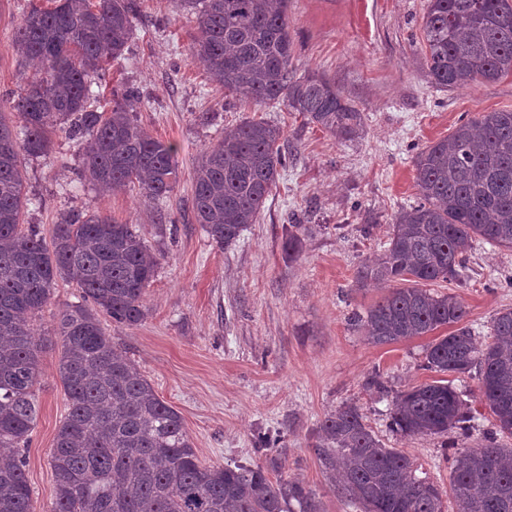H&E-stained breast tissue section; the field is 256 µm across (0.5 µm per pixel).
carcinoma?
<instances>
[{
	"label": "carcinoma",
	"mask_w": 512,
	"mask_h": 512,
	"mask_svg": "<svg viewBox=\"0 0 512 512\" xmlns=\"http://www.w3.org/2000/svg\"><path fill=\"white\" fill-rule=\"evenodd\" d=\"M31 4L15 30L25 57L39 66L20 73L10 110L0 111V512H34L23 452L34 429L44 344L32 318L55 304L57 279L76 284L82 304L57 310L58 373L68 411L58 428L51 466L55 497L46 512H321L299 479L270 477L251 462L201 464L182 417L156 394L112 344L99 314L135 325L159 259L134 224L99 210L68 213L51 241L22 229L27 204L19 153L45 154L63 133L77 143L85 179L101 195L136 187L150 200L168 197L175 148L137 123L140 96L112 93L98 110L92 86L120 60L132 39L133 0H51ZM197 9L192 57L235 97L277 101L330 135L353 141L362 114L335 81L294 67L289 0H179ZM423 44L432 84L454 90L512 75V0H427ZM282 130L246 121L206 148L193 171L196 223L219 248L256 223L285 168ZM420 200L391 217L387 246L359 271L369 279L405 282L391 289L357 326L375 345L449 332L426 347L420 369L442 378L395 394L391 427L407 436L469 439L477 416L446 376L478 381V399L497 430L450 456L449 492L459 512H512V308L494 316L485 343L465 324L464 302L430 288L459 281L479 242L512 249V110L462 120L447 137L414 156ZM302 225L285 228L288 255L302 250ZM315 454L348 506L358 512H444L443 490L416 475L409 454L388 448L361 408L345 404L318 427Z\"/></svg>",
	"instance_id": "1"
}]
</instances>
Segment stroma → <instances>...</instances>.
Returning a JSON list of instances; mask_svg holds the SVG:
<instances>
[{"label": "stroma", "instance_id": "obj_1", "mask_svg": "<svg viewBox=\"0 0 512 512\" xmlns=\"http://www.w3.org/2000/svg\"><path fill=\"white\" fill-rule=\"evenodd\" d=\"M28 1L0 0V100L18 91L27 67L14 32ZM136 3L129 51L113 64L101 99L109 101L114 88L140 92L138 123L177 149L173 191L158 202L134 188L99 196L81 176L75 144L59 135L48 155L21 158L25 222L48 238L61 214L96 208L137 225L160 254L144 295V319L133 326L107 317L102 323L114 346L181 414L203 465L261 463L270 455L279 474L303 479L315 491L322 512H354L312 448L324 417L351 401L387 447L407 451L420 471L447 485L445 438L393 431L387 401L368 385L376 371L395 393L431 381L432 373L419 368L430 339L369 343L351 318L388 286L361 287L356 279L382 252L391 215L419 199L416 152L447 136L460 119L512 109V75L461 90L432 84L421 40L426 0H290L298 71L334 80L363 116L361 137L341 142L282 104L226 96L192 58L195 14L176 0ZM252 118L281 127L290 159L258 221L222 249L191 212L193 170L225 130ZM291 215L306 228L294 260L282 248ZM370 216L377 222L361 237ZM511 276L512 250L480 244L470 252L466 283L456 293L477 338L488 336L496 312L512 308V288L499 285ZM32 324L47 345L25 472L36 512H47L55 496L51 450L68 401L57 374L60 347L49 342L51 310ZM267 430L281 439L265 455L256 437Z\"/></svg>", "mask_w": 512, "mask_h": 512}]
</instances>
